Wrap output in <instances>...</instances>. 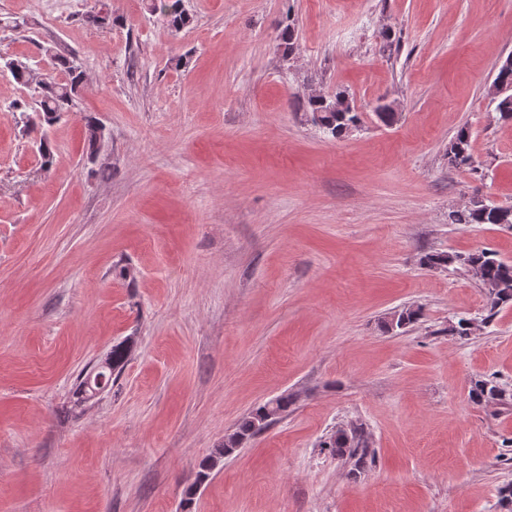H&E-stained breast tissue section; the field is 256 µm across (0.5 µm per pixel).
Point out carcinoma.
<instances>
[{
  "label": "carcinoma",
  "instance_id": "cac0c4a2",
  "mask_svg": "<svg viewBox=\"0 0 512 512\" xmlns=\"http://www.w3.org/2000/svg\"><path fill=\"white\" fill-rule=\"evenodd\" d=\"M150 12H159L167 18L170 28L178 31L186 27L191 17L182 8L181 0H149ZM46 54L52 56L54 70L36 80L33 69L21 60L6 63L14 80L22 85H34L31 105L32 115L26 124L31 127H50L61 116L74 108V101L80 87L86 80V72L72 55H59L51 49ZM312 121L322 132L334 139H339L360 125L359 113L338 112L332 106V100L324 97H309L307 101ZM40 168L50 169L54 164V152L47 137L43 136L38 144ZM448 164L458 170L478 172L472 152V134L468 126H461L448 145ZM451 224H500L505 222L512 226V209L504 212L491 201L481 209L463 208L448 214ZM422 265L428 269H446L450 266L457 270L479 273V282L487 297L486 314L480 323L488 324L496 316L497 310L512 304V264L497 258L488 249H477L467 254L428 253L422 259ZM421 318V309L407 307L394 313L382 322L385 332L405 330ZM475 319L460 315L448 327V333L461 339L473 334ZM131 355V343L126 340L112 346L111 371L109 376L117 377L124 369ZM469 398L476 404H495L505 407L512 405V390L500 384L494 377H482L470 382ZM294 404L291 394H280L252 409L234 427L224 435V440L213 449L210 455L198 464L196 484L186 490V501L193 500L197 486L210 478L213 470L224 460L242 448L250 439L263 433V427L270 426L274 416H284ZM332 455L337 457H355L361 462L368 455V448L363 433L358 428L338 430L324 442Z\"/></svg>",
  "mask_w": 512,
  "mask_h": 512
}]
</instances>
